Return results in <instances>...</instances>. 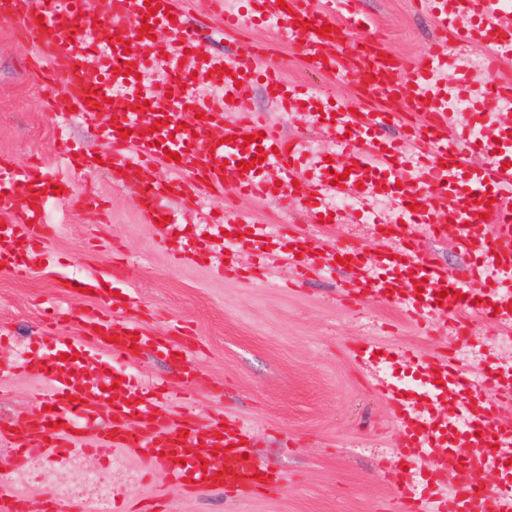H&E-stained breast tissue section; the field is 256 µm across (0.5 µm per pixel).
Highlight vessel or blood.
<instances>
[{"label":"vessel or blood","instance_id":"vessel-or-blood-1","mask_svg":"<svg viewBox=\"0 0 512 512\" xmlns=\"http://www.w3.org/2000/svg\"><path fill=\"white\" fill-rule=\"evenodd\" d=\"M0 0V18L22 27L38 49L35 64L42 73L51 112L69 115L94 112L102 98L112 101L102 135L112 146V167L119 181L137 189L138 212L144 223L160 221V234L173 239L181 231L156 202L177 194L202 206L233 186L240 195L268 201L297 196L312 201V223H342L332 198H355L358 221L376 223L373 201L387 195L398 205L401 222L391 224L399 237L397 251L364 253L343 248L345 271L351 276L350 300L373 293L414 320L423 330L443 329L459 339L470 335V321L512 326V165L496 153L495 127L473 137L457 125L454 97L468 95L458 49L479 47L488 81L481 100L512 99V0H415L434 19L437 36L412 70L370 29L360 0H244L228 11L224 0H210L221 15L224 38L232 54L207 51L182 8L183 0ZM267 18L285 40L308 57L312 81L302 86L285 80L274 63L278 46L246 38L251 18ZM166 25L162 40L140 38L142 25ZM162 75L171 95V109L152 106L148 72ZM460 73L448 84V72ZM340 74L358 79V107L333 102L323 77ZM281 103H303L333 114L336 141L329 154L314 152L303 137H291L260 112H244L241 102L256 83ZM397 126L406 138L385 137ZM129 137H122V130ZM252 143H245V136ZM478 162H469V155ZM163 162L171 173L151 182L147 165ZM248 162L241 172L239 162ZM276 181L263 178L267 168ZM54 176L38 165H20L0 156V267L17 278L34 264L50 265L47 246L56 228L45 220ZM445 224L456 235L468 261L464 274L451 273L428 249L422 229ZM269 225L257 223L236 208L224 210L223 224L209 228L180 248L179 258L194 262L216 246L231 244L263 258L277 244ZM324 241L298 233L288 237L299 275L321 266ZM87 292L96 304L80 317L85 342L132 359L153 348L189 356L190 337L173 325L169 334L147 332L130 321L138 300L129 291L114 295L95 286ZM407 370L421 388L382 386L401 423L396 445L407 464L427 457L431 468L418 472L402 494L409 512H512V421L498 417V399L512 393V375L486 371L476 385L454 357L403 354ZM23 372L50 378L46 409L25 414L16 428L1 427L0 438L16 458L32 454L87 453L89 431L106 424L105 446L131 451L149 467L165 470L170 482L194 489L218 486L240 492L276 490L288 481L285 472L250 458L251 435L245 418L216 417L198 427L190 415L171 417L162 398L153 396L117 373L97 367L92 378L73 373L71 359L56 364L31 358ZM452 406L465 431L448 428L440 409ZM488 448L501 465L495 488L475 486L469 449ZM451 476L453 503H446L441 480ZM0 512H60L59 501L44 498L39 508L19 495L1 491Z\"/></svg>","mask_w":512,"mask_h":512}]
</instances>
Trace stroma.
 I'll use <instances>...</instances> for the list:
<instances>
[{"instance_id":"1","label":"stroma","mask_w":512,"mask_h":512,"mask_svg":"<svg viewBox=\"0 0 512 512\" xmlns=\"http://www.w3.org/2000/svg\"><path fill=\"white\" fill-rule=\"evenodd\" d=\"M361 8L405 67L418 63L436 34L432 19L414 12L410 0H362ZM33 52L14 23L1 18L0 155L41 163L66 178L83 202L74 207L57 199L47 205L48 223L59 227L49 243L59 264L38 268L25 280L0 269V423L14 424L22 413L37 410L48 391L45 379L14 370L21 359L49 362L56 356L54 342L33 341L44 314L56 303H69L74 317L62 331L76 337L78 314L95 303L94 297L66 293L64 278L107 268L113 283L126 284L138 295L134 319L140 326L164 333L171 321H181L198 352V375L190 384L181 380L176 361L161 353L115 362L114 370L140 385L170 380L169 408L192 407L199 424L217 412L247 418L253 452L285 471L288 481L277 491L242 497L221 489L193 492L169 484L162 470L145 474L143 460L134 453L101 447L95 430L89 440L98 450L79 466L50 456L35 463L34 475L20 480L13 452L0 445V484L37 502L77 485L80 470L99 468L109 458L119 495L147 508L164 496L168 512H406L398 489L412 483L416 471L402 465L395 446L399 421L378 387L391 381L408 387L412 381L403 368L362 362L354 348L380 344L422 355L455 351L459 364L472 373L490 366L512 370V348L504 347L501 330L475 321L466 341L421 334L380 299L343 301L345 273L315 269L305 284L290 286L296 270L278 253L259 268L240 248L191 264L177 262L178 243L140 220L134 187L114 181L111 167L71 166L67 147L109 153L100 133L107 115L70 121L65 142H58L55 122L43 110L38 80L28 67ZM244 106L267 113L287 135L312 134L321 149L329 147V136L316 133L304 109L284 111L264 88H255ZM241 208L278 236L292 228L316 232L300 201H245ZM228 258L241 275L223 273Z\"/></svg>"}]
</instances>
